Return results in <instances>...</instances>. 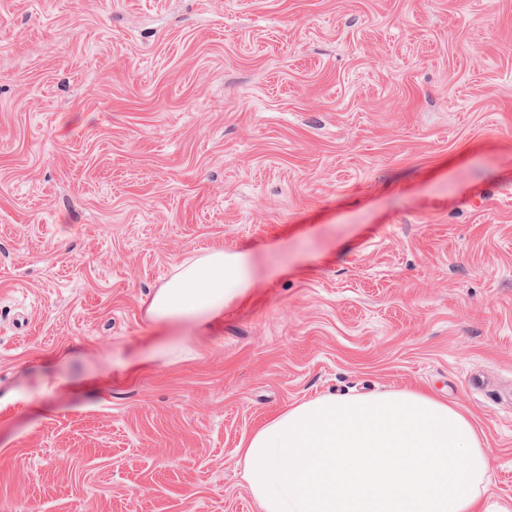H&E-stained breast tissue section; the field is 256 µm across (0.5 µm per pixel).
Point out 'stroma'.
I'll return each instance as SVG.
<instances>
[{
	"mask_svg": "<svg viewBox=\"0 0 512 512\" xmlns=\"http://www.w3.org/2000/svg\"><path fill=\"white\" fill-rule=\"evenodd\" d=\"M416 389L512 506V0H0V512H259L262 424ZM251 286L247 253L207 251L177 265L175 274L154 292L147 316L160 325L191 321L204 327L246 296Z\"/></svg>",
	"mask_w": 512,
	"mask_h": 512,
	"instance_id": "1",
	"label": "stroma"
}]
</instances>
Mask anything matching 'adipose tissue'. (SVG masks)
<instances>
[{
	"instance_id": "adipose-tissue-1",
	"label": "adipose tissue",
	"mask_w": 512,
	"mask_h": 512,
	"mask_svg": "<svg viewBox=\"0 0 512 512\" xmlns=\"http://www.w3.org/2000/svg\"><path fill=\"white\" fill-rule=\"evenodd\" d=\"M251 286L248 254L207 251L177 265L147 316L203 327ZM241 458L260 512H484L489 454L476 427L422 392L301 403L255 431Z\"/></svg>"
}]
</instances>
